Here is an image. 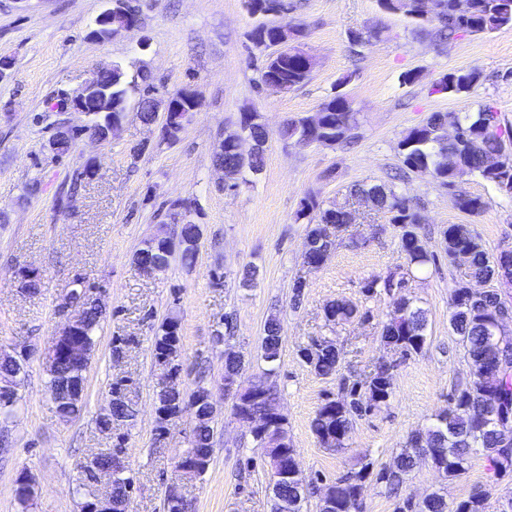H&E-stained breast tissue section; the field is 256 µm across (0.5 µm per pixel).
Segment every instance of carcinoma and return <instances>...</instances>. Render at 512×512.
<instances>
[{
  "mask_svg": "<svg viewBox=\"0 0 512 512\" xmlns=\"http://www.w3.org/2000/svg\"><path fill=\"white\" fill-rule=\"evenodd\" d=\"M457 0H437L425 5L423 13L408 9L405 14L419 26V33L432 37L440 46L456 41L465 34H491L505 27H512V0H472V10L467 16L456 11ZM274 74L283 78L292 90L309 78L304 60L291 57L284 60L263 62L258 81H264ZM147 77L136 71L126 70L116 78L113 102L125 103L133 94L137 100V118L143 123L154 120L148 101L149 91L155 89L146 83ZM483 74L478 69L457 70L443 75L435 84L439 93L457 96L470 92L481 84ZM358 113L354 112L347 98L336 93L326 104L322 127L316 131L306 130L296 119L288 120L279 135L288 140L308 136L313 142L329 143L331 146L348 144L357 137ZM251 138L259 145L258 151L244 163L236 153L226 148L214 153L213 164L224 168V177L235 182L244 168L255 172L261 170L269 132L265 124L253 116L247 124ZM77 136L58 133L52 139V152L66 154L76 144ZM402 168L431 176L440 185L449 189L455 206L460 211L476 216L487 208V202L458 187V177L443 164L444 155L455 158L458 167L465 172L479 176L494 184L499 192L507 194L512 190V128L501 123L499 113L490 105H484L477 112H435L425 123L406 130L398 141ZM359 198L364 194L373 197L374 206L392 214V223L399 225L398 248L407 263V271L421 270L435 262V255L429 252L420 234L421 215L410 200L396 192L393 187L383 184H360L352 191ZM180 201L171 202L168 207L170 223L179 225L181 258L184 264L196 261L200 226L179 219ZM349 209L339 204L324 205L314 198L304 201L301 214L309 218L306 235L308 249L303 253V262L318 263L328 247L335 240H321L322 224L345 226ZM445 252L448 262H453L458 250L467 254L466 275L489 277L494 272L495 256L488 254L471 224H450L443 231ZM170 248L168 238L156 236L143 242L134 254V263L144 271L162 272L169 266ZM408 278L404 273L390 272L385 276L374 275L364 282L366 296L385 294L398 307L401 314L391 311L381 326L380 345L388 350L401 353L406 359L420 353L427 341L428 319L426 311L418 306L406 292ZM449 326L457 336L470 368V379L464 388L448 398V406L435 415L429 433H411L404 448L394 458L392 466L373 471L372 463L360 462L357 468L347 470L336 480V509L334 512H348L358 509V488L369 478L394 488L410 476L420 462L421 453H430V463L445 479L454 481L465 474L476 454L483 455L494 477L512 475V446L504 447L494 429L485 426L488 417L503 409L512 407V337L499 338L488 328L486 318L504 309L512 310V300L502 296L496 289L485 291L473 299L464 288V279H459L451 294ZM81 335L89 345L95 344V334L106 317V307L100 304L84 309ZM325 325L336 326L356 318L369 317V311H362L357 305L345 300L332 301L323 310ZM179 321L173 317L162 320L154 330L152 352L159 362L169 356L182 357V343L179 335ZM316 341H311L298 350L301 360L322 377H339L336 396L326 398L312 420V430L318 442L326 449L339 452L345 449L349 434L356 423L368 413L389 405L393 397V375L382 359H377L366 374L346 377L339 375L344 351L329 345L310 357ZM282 347L281 325L277 317L269 318L263 328L261 352L263 360L274 370L279 361ZM247 361L245 355L232 348L224 350V373L233 374L243 370ZM82 365L68 357L57 359V368L48 371V390L57 398L65 378L77 377ZM207 388L199 386L190 394L198 405V419L192 429L189 448L182 456L191 460L212 455L214 445V417L204 403ZM125 435L115 434L112 452L103 455L101 474L112 477L113 456L123 453ZM257 445L265 449L270 466L286 461L284 451L290 449L288 423H271ZM133 480L123 478L112 484V510L118 512L125 502ZM273 493L272 512H280V502L288 498L289 512H302L303 504L310 491L308 486L271 485ZM36 489L28 484L16 486L15 502L17 512H31ZM398 512H486V493L476 489L468 498L448 510V500L439 492L431 493L424 502L410 500L398 507Z\"/></svg>",
  "mask_w": 512,
  "mask_h": 512,
  "instance_id": "obj_1",
  "label": "carcinoma"
}]
</instances>
